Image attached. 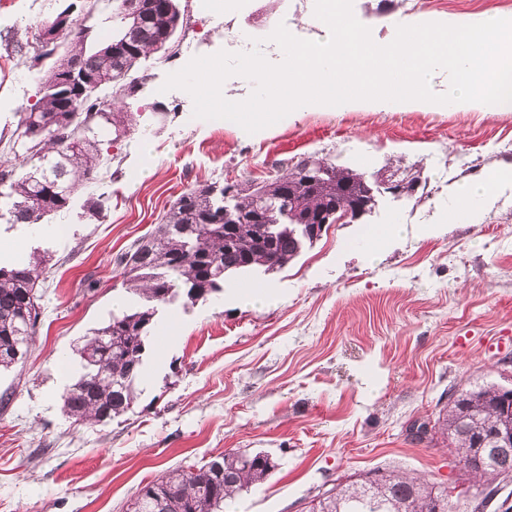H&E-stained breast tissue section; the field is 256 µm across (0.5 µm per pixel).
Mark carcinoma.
<instances>
[{
    "mask_svg": "<svg viewBox=\"0 0 512 512\" xmlns=\"http://www.w3.org/2000/svg\"><path fill=\"white\" fill-rule=\"evenodd\" d=\"M126 0H112V36L89 39V31L67 34L54 42L36 37L31 66L37 69L36 102L20 113L12 137L24 140L26 161L39 165L21 176L15 168L0 169V199L16 224H37L66 211L73 194L101 176L102 139L130 132V112H106L98 96L111 90L123 101L135 95L141 79L133 72L141 60L172 43L183 28L177 0H138L139 15L130 16ZM74 63L93 78L94 87L80 101L79 117L70 121L60 111L62 67ZM301 160L285 175L265 179L261 191L246 183L215 181L182 193L162 224L118 253L123 284L140 302L93 331L77 349L81 374L62 394L65 414L80 425H100L132 411L135 384L150 348L159 307L183 300V306L223 290L227 273L256 267L280 269L295 259L303 241L293 223L321 208L352 207L364 188L362 174L331 165V174L314 193L302 188ZM46 259L35 255L27 263L0 266V369L23 361L42 316L40 283ZM497 387L462 390L435 420L433 434L450 440L455 456L474 452V437L500 422ZM472 477L486 482L480 501L490 512L502 489L505 462L490 464V455L474 458ZM273 470L267 457L247 459L221 454L199 466L165 471L142 486L126 512H231L243 490L264 481ZM445 489L422 477L394 471L381 473L378 487L366 493L359 481L340 482L318 491L308 512H435Z\"/></svg>",
    "mask_w": 512,
    "mask_h": 512,
    "instance_id": "obj_1",
    "label": "carcinoma"
}]
</instances>
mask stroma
I'll return each instance as SVG.
<instances>
[{
  "mask_svg": "<svg viewBox=\"0 0 512 512\" xmlns=\"http://www.w3.org/2000/svg\"><path fill=\"white\" fill-rule=\"evenodd\" d=\"M353 0L373 41L394 39L395 19L414 14L512 16V0ZM187 24L178 54L141 61L144 85L124 102L130 133L104 141L112 164L77 192L66 212L37 224L0 218L8 262L49 255L43 314L24 363L0 372V512H125L141 484L228 450L269 455L275 469L242 491L234 512H306L318 491L372 469L420 473L459 485L466 476L442 441L417 443L415 423L435 420L460 389L512 383V111H307L262 136L194 118L183 91L161 92L193 57L245 51L259 40L270 62L284 54L269 36L285 24L324 41L315 0H180ZM92 39L112 31V0H0V163L25 148L10 134L35 101L34 32L64 8ZM153 149L147 161L143 145ZM377 175L411 174L416 193H375L371 212L333 224L281 269L231 274L194 306L161 307L139 377L133 413L102 425L73 423L60 396L79 377L78 347L114 313L136 304L117 253L153 230L186 190L225 180H263L306 157ZM507 174L470 215L453 216L459 190ZM98 201L93 215L89 201ZM399 225L377 253L367 230ZM96 281V288L84 285ZM265 283L279 298L245 305Z\"/></svg>",
  "mask_w": 512,
  "mask_h": 512,
  "instance_id": "obj_1",
  "label": "stroma"
}]
</instances>
